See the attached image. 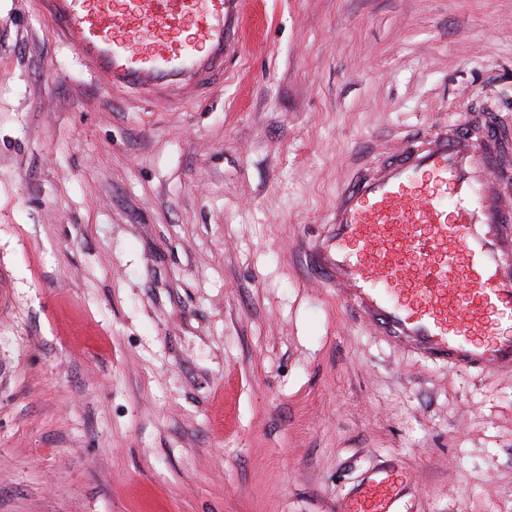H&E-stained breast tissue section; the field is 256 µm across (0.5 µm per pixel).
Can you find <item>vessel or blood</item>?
Listing matches in <instances>:
<instances>
[{"label": "vessel or blood", "instance_id": "b4317fda", "mask_svg": "<svg viewBox=\"0 0 512 512\" xmlns=\"http://www.w3.org/2000/svg\"><path fill=\"white\" fill-rule=\"evenodd\" d=\"M252 0H41L105 91L178 107L224 80ZM502 115L462 111L376 147L338 189L308 266L374 333L451 369H512V164ZM380 480L344 512H393Z\"/></svg>", "mask_w": 512, "mask_h": 512}]
</instances>
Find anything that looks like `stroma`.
Returning a JSON list of instances; mask_svg holds the SVG:
<instances>
[{
    "label": "stroma",
    "instance_id": "stroma-1",
    "mask_svg": "<svg viewBox=\"0 0 512 512\" xmlns=\"http://www.w3.org/2000/svg\"><path fill=\"white\" fill-rule=\"evenodd\" d=\"M512 103V0H256L224 82L103 93L0 0V512H512V372L368 329L305 263L350 157ZM405 486L402 482L386 477L380 480L373 492L354 499L343 512H393V506Z\"/></svg>",
    "mask_w": 512,
    "mask_h": 512
}]
</instances>
